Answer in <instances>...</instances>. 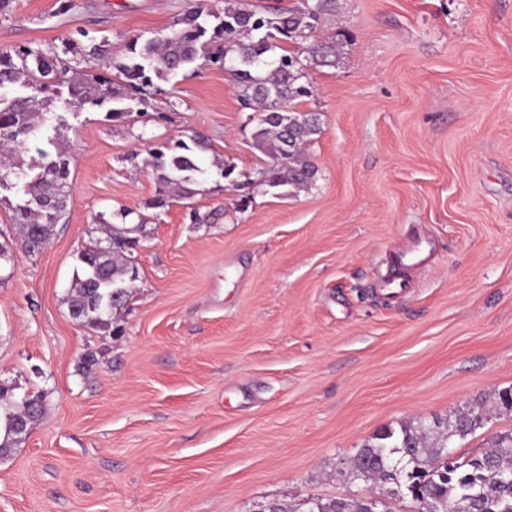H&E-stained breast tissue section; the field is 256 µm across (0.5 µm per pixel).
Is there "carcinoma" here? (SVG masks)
Returning a JSON list of instances; mask_svg holds the SVG:
<instances>
[{
    "instance_id": "carcinoma-1",
    "label": "carcinoma",
    "mask_w": 512,
    "mask_h": 512,
    "mask_svg": "<svg viewBox=\"0 0 512 512\" xmlns=\"http://www.w3.org/2000/svg\"><path fill=\"white\" fill-rule=\"evenodd\" d=\"M292 5L268 12L241 8L226 0L219 16L210 0H195L179 15L169 33L145 41L132 38L126 44L128 61L95 71L70 72L62 55L85 60L112 56L107 40L87 46L65 44L63 54L40 47L20 46L0 51V191H23L14 206L13 226L20 249L32 256L49 242L54 225L66 206L70 156L61 136L48 139L53 150L38 149L41 162L24 171L17 152L36 137L45 112L59 90L66 89L69 103L102 107L115 123L131 121L155 111L145 87L150 73L176 75L201 60L231 73L243 109L251 111L256 146L273 163L260 171L271 188L288 192L313 185L316 169L306 157L305 147L319 131L315 112H300L292 102L312 95L310 72L334 68L341 46L335 41L313 38L323 16L334 10L335 0H291ZM220 19L208 27V18ZM291 41L290 52L282 42ZM17 84L32 90L28 96L7 98L2 91ZM206 148L197 136L191 142L168 140L149 151L147 165L156 174V196L152 207L163 206L176 195L190 200L203 173L197 151ZM102 236L78 253L82 273L76 275L67 297L70 316L83 325L112 333L118 330L121 311L132 297L139 278L133 250L139 240L129 229L104 221ZM44 411V396L27 395L16 401L11 389L0 384V450L11 451ZM481 407H472L446 421L427 425L420 421L400 431L373 437L353 457L349 472L353 479L374 483L387 479L394 467L401 468L403 488L410 496L420 494L418 512H512V435H504L485 451L457 465L448 461L454 439H465L481 427ZM373 498L311 499L300 511L269 502L265 512H371Z\"/></svg>"
}]
</instances>
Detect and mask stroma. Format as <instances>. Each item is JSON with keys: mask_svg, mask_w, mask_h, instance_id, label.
<instances>
[{"mask_svg": "<svg viewBox=\"0 0 512 512\" xmlns=\"http://www.w3.org/2000/svg\"><path fill=\"white\" fill-rule=\"evenodd\" d=\"M191 2L12 0L0 50L86 36L119 53ZM314 37L343 54L293 103L320 118L316 180L294 195L263 181L269 159L219 66L153 76L157 123L50 105L66 211L0 282V382L44 393L45 411L0 459V512H254L367 491L416 512L351 478L374 435L475 405L487 420L451 443L454 461L512 433L496 405L512 388V0H336ZM194 135L209 144L197 194L152 207L155 174L128 155ZM101 214L139 228L120 336L64 302ZM416 232L433 258L386 300L374 283Z\"/></svg>", "mask_w": 512, "mask_h": 512, "instance_id": "obj_1", "label": "stroma"}]
</instances>
